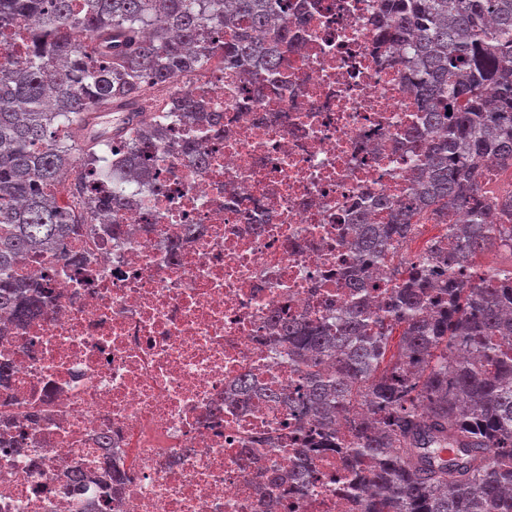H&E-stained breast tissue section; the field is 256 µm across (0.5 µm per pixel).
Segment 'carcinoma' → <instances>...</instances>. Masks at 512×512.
I'll return each instance as SVG.
<instances>
[{"instance_id": "cac0c4a2", "label": "carcinoma", "mask_w": 512, "mask_h": 512, "mask_svg": "<svg viewBox=\"0 0 512 512\" xmlns=\"http://www.w3.org/2000/svg\"><path fill=\"white\" fill-rule=\"evenodd\" d=\"M289 0H0V28L16 17L37 19L22 69L0 67V312L17 323L43 314L46 288L13 273L22 257L45 254L68 265L80 256L61 245L93 231L90 222L125 200L112 182L107 197L87 196L77 224L49 190L73 164V134L83 116L118 101L144 100L182 71L222 53L241 67L280 68L277 40L262 43L271 17ZM235 27L219 45L205 24ZM376 27L399 47L392 63L408 74L425 137L421 174L408 201L377 199L390 211L370 224L361 205L350 270L354 292L374 267L388 271L389 295L377 311L354 301L335 325L279 322L298 360L304 386L289 404L323 425L316 442L343 448L336 421L361 439L345 464L364 512H512V267L486 270L476 254L512 239V196L489 191L487 162L512 165V0H382ZM492 96H486V92ZM183 123L214 128L220 114L181 98ZM169 129L139 118L123 135L91 130L80 147L82 178L112 177L99 148L119 141L114 166L144 178L154 163L150 140ZM465 213L466 240L448 262V242L393 262L425 214L448 223ZM337 363L326 372L322 359ZM369 413L351 414L355 405ZM455 435L469 439L466 458L447 462L435 449Z\"/></svg>"}]
</instances>
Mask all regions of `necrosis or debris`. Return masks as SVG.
<instances>
[{
    "label": "necrosis or debris",
    "mask_w": 512,
    "mask_h": 512,
    "mask_svg": "<svg viewBox=\"0 0 512 512\" xmlns=\"http://www.w3.org/2000/svg\"><path fill=\"white\" fill-rule=\"evenodd\" d=\"M304 3L268 31L294 33L281 77L219 55L176 76L223 124L174 126L153 180L116 170L126 206L66 244L83 266L16 265L52 300L0 318V512H85L104 461L124 476L107 512H355L340 451L282 399L301 377L277 325L339 318L353 207L406 195L417 112L380 0Z\"/></svg>",
    "instance_id": "necrosis-or-debris-1"
}]
</instances>
